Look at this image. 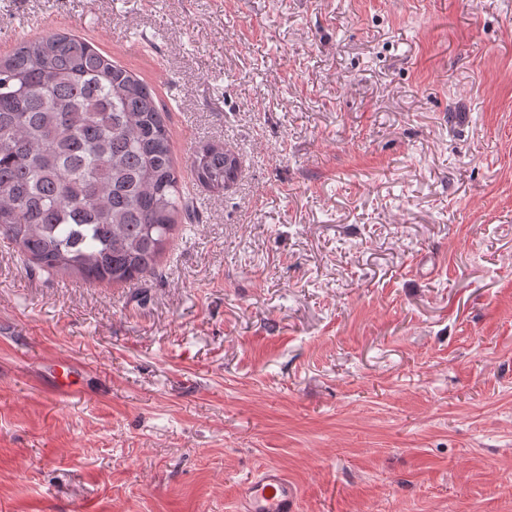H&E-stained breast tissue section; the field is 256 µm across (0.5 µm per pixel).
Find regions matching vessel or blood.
Listing matches in <instances>:
<instances>
[{
	"instance_id": "b4317fda",
	"label": "vessel or blood",
	"mask_w": 512,
	"mask_h": 512,
	"mask_svg": "<svg viewBox=\"0 0 512 512\" xmlns=\"http://www.w3.org/2000/svg\"><path fill=\"white\" fill-rule=\"evenodd\" d=\"M75 366L56 364L52 385L58 394L71 392ZM297 490L284 472L275 465L263 467L243 487L239 512H296Z\"/></svg>"
}]
</instances>
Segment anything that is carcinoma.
I'll return each instance as SVG.
<instances>
[{"mask_svg":"<svg viewBox=\"0 0 512 512\" xmlns=\"http://www.w3.org/2000/svg\"><path fill=\"white\" fill-rule=\"evenodd\" d=\"M188 167L212 192L239 160L222 142ZM196 220L152 88L84 38L22 37L0 56V236L47 272L112 283L155 271L180 221Z\"/></svg>","mask_w":512,"mask_h":512,"instance_id":"obj_1","label":"carcinoma"}]
</instances>
